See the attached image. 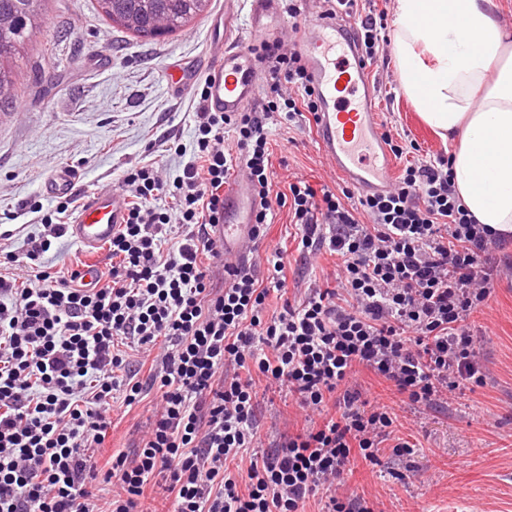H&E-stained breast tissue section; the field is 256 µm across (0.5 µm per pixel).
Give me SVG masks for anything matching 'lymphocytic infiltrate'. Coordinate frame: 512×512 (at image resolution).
Returning <instances> with one entry per match:
<instances>
[{"mask_svg": "<svg viewBox=\"0 0 512 512\" xmlns=\"http://www.w3.org/2000/svg\"><path fill=\"white\" fill-rule=\"evenodd\" d=\"M324 14L355 19L362 55L376 61L386 12L365 0H327ZM256 53L269 64L262 113L209 111L197 85L193 158L181 174L163 180L150 164L124 173L125 215L97 286L77 268L57 276L44 258L67 234L70 196L43 213L25 253L1 259L15 271L0 274V512H143L157 485L166 512H308L318 496L321 512H381L346 493L347 481L358 463L378 464L384 446L399 455L414 446L398 438L394 408L366 397L360 373L390 384L417 412L484 384L471 317L502 267L512 268L504 253L512 239L476 223L444 156L405 164L386 193L354 207L301 178L274 191L265 122L300 116L312 126L317 100L299 50L275 41ZM237 148L259 198L256 237L288 208L302 252L336 257L334 287L310 286L294 301L281 253L263 283L225 263L209 230L224 216ZM161 194L171 208L153 207ZM173 227L180 234L163 247ZM212 262L224 267L219 290ZM272 294L282 306L268 316ZM127 340L143 354L160 352L146 381L124 372L119 344ZM260 379L288 392L306 417L258 458ZM120 389L129 405L148 390L159 401L138 448L101 465L96 451Z\"/></svg>", "mask_w": 512, "mask_h": 512, "instance_id": "1", "label": "lymphocytic infiltrate"}]
</instances>
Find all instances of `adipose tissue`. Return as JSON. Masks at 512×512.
<instances>
[{
	"label": "adipose tissue",
	"mask_w": 512,
	"mask_h": 512,
	"mask_svg": "<svg viewBox=\"0 0 512 512\" xmlns=\"http://www.w3.org/2000/svg\"><path fill=\"white\" fill-rule=\"evenodd\" d=\"M495 9L494 0H395L393 52L405 95L453 144L463 205L512 234V33Z\"/></svg>",
	"instance_id": "adipose-tissue-1"
}]
</instances>
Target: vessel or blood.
<instances>
[{"mask_svg": "<svg viewBox=\"0 0 512 512\" xmlns=\"http://www.w3.org/2000/svg\"><path fill=\"white\" fill-rule=\"evenodd\" d=\"M279 0H251L250 26L205 70L202 80L207 107L214 112H238L251 104L261 89V66L254 42L269 40L279 19ZM345 21L315 18L308 24L299 47L307 55L311 81L319 97L314 132L320 151L337 173L363 194L384 190L393 180L396 161L384 140L372 80L373 67L362 61L344 31ZM71 172L60 168L42 185L46 196L70 193ZM230 208L215 237L224 246V260L246 263L256 197L253 190L233 184L228 192ZM124 210L118 193L100 189L81 205L71 226L72 237L88 252L108 242L121 222Z\"/></svg>", "mask_w": 512, "mask_h": 512, "instance_id": "b4317fda", "label": "vessel or blood"}]
</instances>
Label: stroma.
Segmentation results:
<instances>
[{"label": "stroma", "mask_w": 512, "mask_h": 512, "mask_svg": "<svg viewBox=\"0 0 512 512\" xmlns=\"http://www.w3.org/2000/svg\"><path fill=\"white\" fill-rule=\"evenodd\" d=\"M96 0H46L44 34L27 48L15 68L16 97L0 107V228L11 231L7 250L20 253L30 236L39 234L30 201L54 206L41 185L55 169L78 166L75 189L81 196L96 190H122L124 172L153 159L168 175H177L191 150L196 109L192 94L173 95L164 78L180 64L207 66L218 38L214 12L224 0H212L211 11L185 30L156 40H142L99 18ZM381 121L395 134L417 142L416 158L430 160L447 153L450 142L432 132L403 94L396 57L374 65ZM276 190L287 191L294 177L314 188H338L342 178L320 152L315 137L289 136L286 128L267 122ZM177 140L183 152L169 151ZM155 143L145 157L147 143ZM299 231L287 208L258 241L250 271L267 278L269 258L282 251L290 295L303 296L310 284L333 280L334 257L303 258ZM481 335L484 386L465 390L450 404L418 414L401 429L415 443L413 455L385 451L379 465L360 468L349 490L379 502L382 512H512V270L502 271L487 305L474 317ZM125 394L112 398V425L105 453L132 451L153 414L155 395L126 405ZM263 453L280 434L304 424L291 397L266 393L256 414Z\"/></svg>", "instance_id": "stroma-1"}]
</instances>
